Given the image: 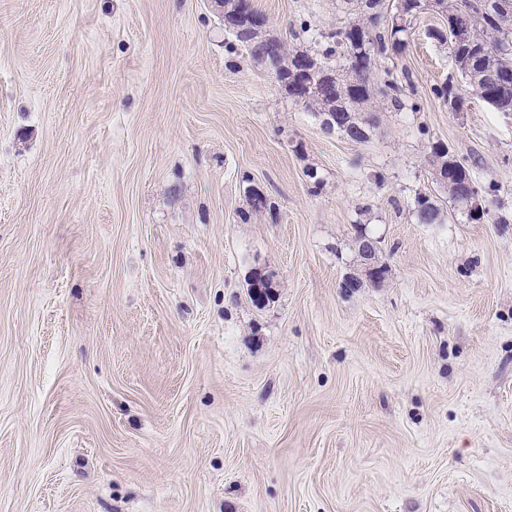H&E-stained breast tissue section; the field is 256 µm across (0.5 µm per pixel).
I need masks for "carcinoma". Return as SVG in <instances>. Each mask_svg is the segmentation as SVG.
<instances>
[{"instance_id": "cac0c4a2", "label": "carcinoma", "mask_w": 512, "mask_h": 512, "mask_svg": "<svg viewBox=\"0 0 512 512\" xmlns=\"http://www.w3.org/2000/svg\"><path fill=\"white\" fill-rule=\"evenodd\" d=\"M410 2L412 6L397 18L393 15L388 17L378 10L381 0H359L358 17L327 34V46L319 53L290 49L281 40L266 37L260 32L250 38L242 37L238 28L243 26L244 19L258 14L249 3L242 7L235 0H227L224 27L249 48L253 57L267 65L274 61L278 63L275 75L288 98L322 118V124L330 125L352 141L364 142L369 139L368 131L374 126L372 113L363 109L364 104L380 97L397 110L403 107V87L389 71L385 72V77H378L377 62L403 54L408 47V22L431 10L450 21H461L468 28V40L463 44L453 40V28L437 30L436 41L444 45L448 57L456 61L454 74L465 81L471 94L499 112H512V10L491 9L488 6L490 0ZM363 31L369 33L368 54L358 61L356 82L353 83L347 79L352 68L353 39ZM296 56H305L320 64L336 58L344 65L336 67V81L329 83L323 92L309 95L303 80L290 70ZM488 68L497 71L496 79L484 77ZM434 94L453 110L460 109L462 98L454 92L452 81L436 87ZM428 162L435 180L448 176L454 178L457 187L448 196L453 202L465 205L469 188L475 185L471 168L459 161L441 142L431 146ZM267 205L268 200L263 193L251 190V211L241 213L240 219L248 221L251 213H259ZM415 212L421 224L442 222L440 207L426 195L417 197Z\"/></svg>"}]
</instances>
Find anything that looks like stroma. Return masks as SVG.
I'll return each mask as SVG.
<instances>
[{
	"instance_id": "35a3bbf8",
	"label": "stroma",
	"mask_w": 512,
	"mask_h": 512,
	"mask_svg": "<svg viewBox=\"0 0 512 512\" xmlns=\"http://www.w3.org/2000/svg\"><path fill=\"white\" fill-rule=\"evenodd\" d=\"M251 3L315 53L354 13ZM444 25L383 60L419 108L360 143L210 0H0V512H512V112L434 96ZM360 224L387 274L347 290ZM430 154L428 162L432 166L435 180L441 182L440 177H453L454 183L458 186L453 188L452 192H448V196L453 202L466 208L465 199L470 192L469 188L475 186L479 190L473 179L471 168L459 161L441 142L431 146ZM448 158L451 162H448ZM466 202L473 215H477L484 209L483 202L477 194H470ZM416 217L421 224H439L442 222L441 209L429 196H418L415 205Z\"/></svg>"
}]
</instances>
